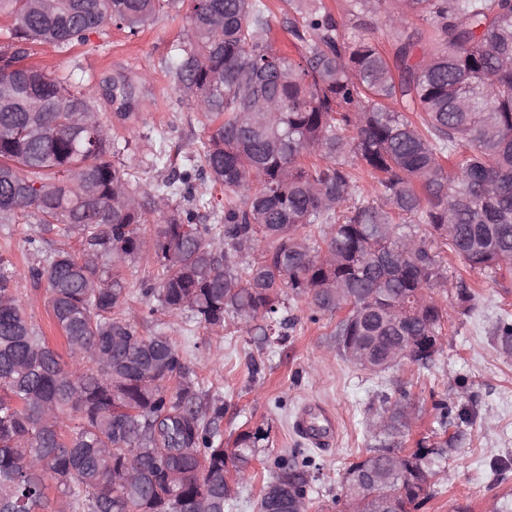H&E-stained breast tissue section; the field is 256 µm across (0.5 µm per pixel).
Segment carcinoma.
Listing matches in <instances>:
<instances>
[{
	"mask_svg": "<svg viewBox=\"0 0 512 512\" xmlns=\"http://www.w3.org/2000/svg\"><path fill=\"white\" fill-rule=\"evenodd\" d=\"M285 31L298 58L274 48L263 0H200L168 73L181 100L209 122L183 172L143 190L114 159L112 140L83 76H52L17 63L37 44L67 49L108 25L131 36L184 0H0L10 20L0 43V223L33 224L28 248L78 239L29 269L46 285L65 340L51 348L28 321L0 260V512H231L226 483L252 479L258 427L230 451L214 445L220 410L200 405L195 371L163 333L142 334L126 307L122 267L145 254L157 266L144 289L161 312L217 333L226 319L285 327V301L337 314L343 288L354 309L335 336L348 362L375 375L403 359L433 361L448 312L432 296L455 289L439 254L411 225L430 227L470 268L512 274V0H344L359 27L382 15L395 51L348 38L323 0H291ZM435 45L415 56L411 19ZM369 171L383 204L363 198L353 170ZM207 179L240 196L222 226L200 222L211 201L192 195ZM156 217L146 237L142 226ZM497 341L512 349V321ZM369 424L378 445L343 473L351 512H417L435 473L428 456L453 439L414 450L394 441L406 406L389 402ZM257 512H293L309 497L312 458L292 448Z\"/></svg>",
	"mask_w": 512,
	"mask_h": 512,
	"instance_id": "1",
	"label": "carcinoma"
}]
</instances>
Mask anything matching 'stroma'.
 Returning <instances> with one entry per match:
<instances>
[{
    "label": "stroma",
    "mask_w": 512,
    "mask_h": 512,
    "mask_svg": "<svg viewBox=\"0 0 512 512\" xmlns=\"http://www.w3.org/2000/svg\"><path fill=\"white\" fill-rule=\"evenodd\" d=\"M186 24L185 15L164 14L135 36L109 26L90 35L87 44L67 51L49 45L34 48L35 63L48 73L61 75L78 67L85 71L113 139L132 141L134 151L123 162L131 180L145 188L181 169L185 156L197 152L207 134L204 117L180 102L168 76L169 50ZM116 78L124 79L132 90L134 105L126 116L104 92L106 82ZM147 131L163 136L167 165H147L153 148L152 141L143 137ZM29 232L26 224H0V258L13 265L17 295L27 317L58 349L63 339L49 314L45 288L28 276L29 268L40 260L25 242ZM443 260L449 278L469 284L472 313L460 315L455 298L435 289V298L448 312L440 352L428 368L399 364L381 378L340 356L333 335L335 318L310 320L304 304H291V325L282 343L264 341L260 319L246 328L227 321L223 334L217 335L186 324L181 317H147L148 299L142 290L156 275L153 259L146 255L125 268L128 305L142 317L140 330L171 336L203 384V405L221 408L217 442L229 448L241 432L259 426L270 431L268 443L258 448L252 463L255 478L241 490L234 512H255L275 458L284 449L305 447L292 421L300 406L310 401L333 414L335 434L330 446L312 451L318 470L309 512H342L335 503L341 494L340 477L374 445L367 425L380 412L385 395L407 398L413 419L398 440L408 448L420 439L436 441L443 429L436 402L465 414L445 428L457 435L456 446L447 455L429 459L435 483L419 512H451L459 498L469 501L470 512H491L512 490V351H504L493 335L498 318L512 314V279L470 269L448 250Z\"/></svg>",
    "instance_id": "1"
}]
</instances>
